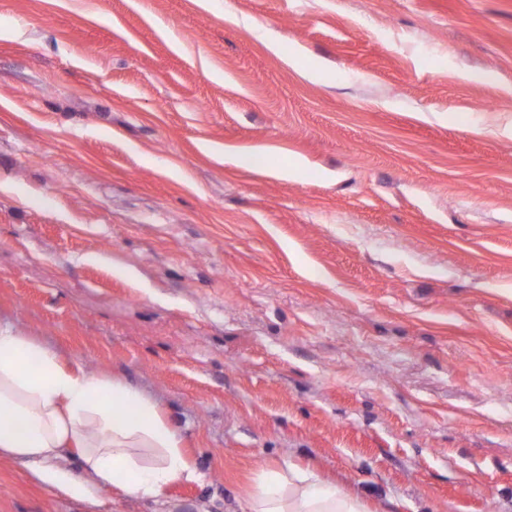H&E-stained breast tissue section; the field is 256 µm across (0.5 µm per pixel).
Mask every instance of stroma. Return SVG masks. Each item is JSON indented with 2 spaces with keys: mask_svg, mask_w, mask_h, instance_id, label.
Segmentation results:
<instances>
[{
  "mask_svg": "<svg viewBox=\"0 0 512 512\" xmlns=\"http://www.w3.org/2000/svg\"><path fill=\"white\" fill-rule=\"evenodd\" d=\"M0 321L198 473L0 512H512V0H0ZM248 512H365L361 501L314 472L290 465L263 475L247 498Z\"/></svg>",
  "mask_w": 512,
  "mask_h": 512,
  "instance_id": "35a3bbf8",
  "label": "stroma"
}]
</instances>
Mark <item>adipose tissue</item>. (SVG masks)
<instances>
[{"mask_svg": "<svg viewBox=\"0 0 512 512\" xmlns=\"http://www.w3.org/2000/svg\"><path fill=\"white\" fill-rule=\"evenodd\" d=\"M77 452L95 484L155 497L196 478L182 440L157 402L136 387L94 375L58 351L0 323V456L35 464L36 478ZM247 512H364L343 489L296 467L263 475Z\"/></svg>", "mask_w": 512, "mask_h": 512, "instance_id": "adipose-tissue-1", "label": "adipose tissue"}]
</instances>
